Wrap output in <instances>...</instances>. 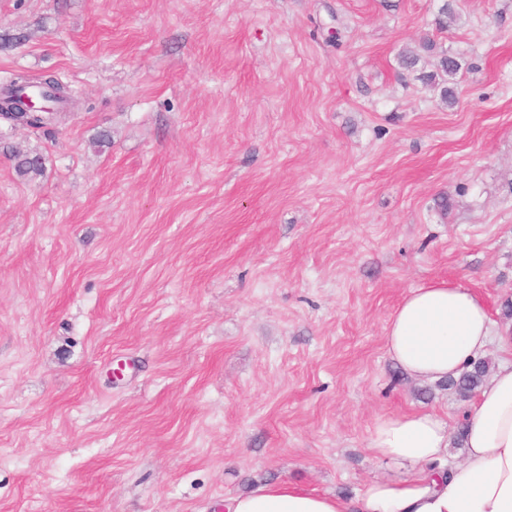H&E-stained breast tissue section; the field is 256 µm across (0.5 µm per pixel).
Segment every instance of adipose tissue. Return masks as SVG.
I'll list each match as a JSON object with an SVG mask.
<instances>
[{
	"instance_id": "ef3b65f1",
	"label": "adipose tissue",
	"mask_w": 512,
	"mask_h": 512,
	"mask_svg": "<svg viewBox=\"0 0 512 512\" xmlns=\"http://www.w3.org/2000/svg\"><path fill=\"white\" fill-rule=\"evenodd\" d=\"M494 340L512 351V326L495 327L469 288L446 282L410 290L384 335L389 357L420 381L458 377ZM465 426L457 464L447 460L450 433L438 415L381 417L369 446L410 465L405 479L371 482L350 500L273 484L234 497L227 512H512V360L479 390Z\"/></svg>"
}]
</instances>
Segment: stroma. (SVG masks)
I'll return each instance as SVG.
<instances>
[{"label": "stroma", "mask_w": 512, "mask_h": 512, "mask_svg": "<svg viewBox=\"0 0 512 512\" xmlns=\"http://www.w3.org/2000/svg\"><path fill=\"white\" fill-rule=\"evenodd\" d=\"M0 0V512H226L356 497L382 416L473 399L396 377L410 289L512 300V0ZM431 39L415 69L400 55ZM454 55L457 103L421 77ZM43 158L19 176L13 152Z\"/></svg>", "instance_id": "stroma-1"}]
</instances>
